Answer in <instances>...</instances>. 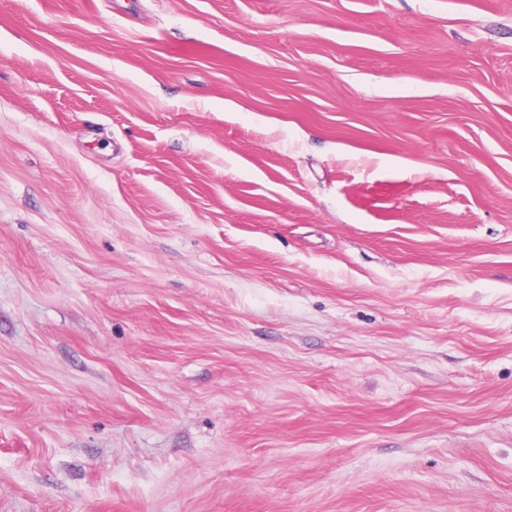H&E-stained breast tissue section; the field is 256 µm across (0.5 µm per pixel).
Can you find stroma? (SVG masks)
<instances>
[{
    "mask_svg": "<svg viewBox=\"0 0 512 512\" xmlns=\"http://www.w3.org/2000/svg\"><path fill=\"white\" fill-rule=\"evenodd\" d=\"M0 512H512V0H0Z\"/></svg>",
    "mask_w": 512,
    "mask_h": 512,
    "instance_id": "stroma-1",
    "label": "stroma"
}]
</instances>
